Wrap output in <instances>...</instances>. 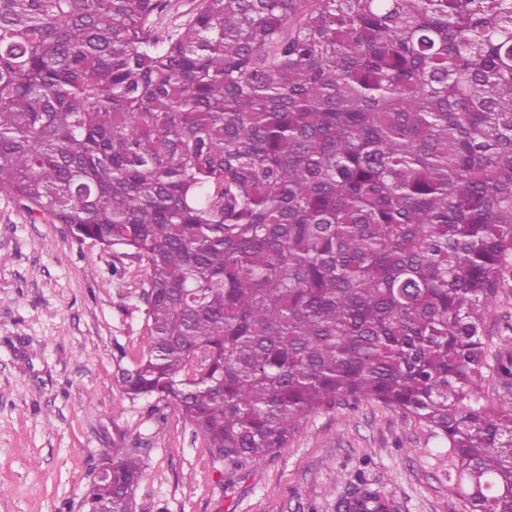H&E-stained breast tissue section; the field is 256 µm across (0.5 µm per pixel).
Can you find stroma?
I'll return each mask as SVG.
<instances>
[{
    "label": "stroma",
    "mask_w": 512,
    "mask_h": 512,
    "mask_svg": "<svg viewBox=\"0 0 512 512\" xmlns=\"http://www.w3.org/2000/svg\"><path fill=\"white\" fill-rule=\"evenodd\" d=\"M198 0H162L168 39ZM147 271L128 250L72 239L49 215L0 193V512H85L108 448L143 468L134 512H337L365 476L397 512H466L448 450L415 419L373 402L311 416L285 448L235 471L177 412L129 400L116 379L149 340ZM484 334L512 357V283Z\"/></svg>",
    "instance_id": "1"
}]
</instances>
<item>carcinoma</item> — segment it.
I'll use <instances>...</instances> for the list:
<instances>
[{"label": "carcinoma", "mask_w": 512, "mask_h": 512, "mask_svg": "<svg viewBox=\"0 0 512 512\" xmlns=\"http://www.w3.org/2000/svg\"><path fill=\"white\" fill-rule=\"evenodd\" d=\"M0 0V192L145 262L128 398L235 470L350 401L512 512L485 316L512 279V0ZM205 351L207 363L190 369ZM87 512H130L119 448ZM200 0H162L161 7L151 19L153 35L168 39L194 12Z\"/></svg>", "instance_id": "1"}]
</instances>
